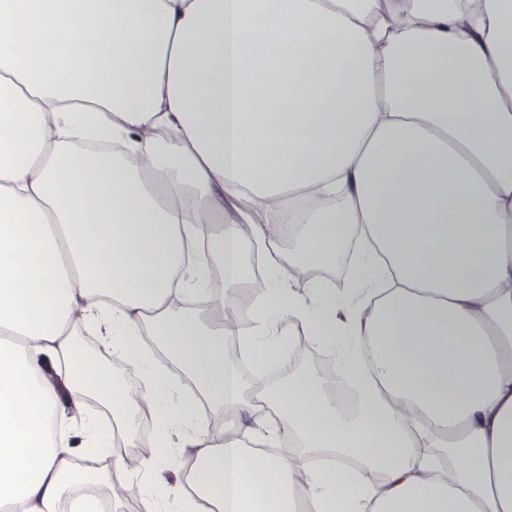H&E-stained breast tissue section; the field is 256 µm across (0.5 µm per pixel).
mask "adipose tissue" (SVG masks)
<instances>
[{
  "label": "adipose tissue",
  "instance_id": "ef3b65f1",
  "mask_svg": "<svg viewBox=\"0 0 512 512\" xmlns=\"http://www.w3.org/2000/svg\"><path fill=\"white\" fill-rule=\"evenodd\" d=\"M352 238V303L291 294ZM247 239L271 282L233 336L194 273L240 287ZM281 313L354 339L355 412L312 371L240 375L225 339L265 365ZM173 363L196 394L174 398ZM88 398L131 448L151 410V453L113 460L141 512H512V0H0V512L85 483L66 416ZM263 419L293 447L264 452ZM178 446L196 478L154 494Z\"/></svg>",
  "mask_w": 512,
  "mask_h": 512
}]
</instances>
